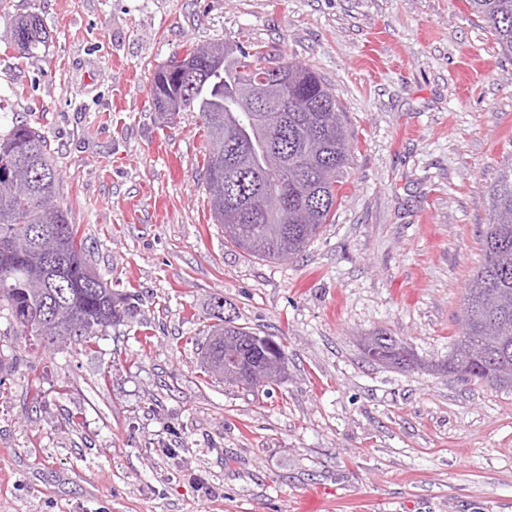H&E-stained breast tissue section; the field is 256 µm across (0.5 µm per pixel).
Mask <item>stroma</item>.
Wrapping results in <instances>:
<instances>
[{"label": "stroma", "instance_id": "1", "mask_svg": "<svg viewBox=\"0 0 512 512\" xmlns=\"http://www.w3.org/2000/svg\"><path fill=\"white\" fill-rule=\"evenodd\" d=\"M31 13L49 39L0 49V135L42 133L137 312L58 348L0 308V512H512V391L440 368L512 166V55L466 0H0V28ZM221 40L313 68L344 112L342 201L285 261L225 240L198 113L150 103L158 66ZM218 297L287 345L271 393L202 372ZM378 332L425 369L369 362Z\"/></svg>", "mask_w": 512, "mask_h": 512}]
</instances>
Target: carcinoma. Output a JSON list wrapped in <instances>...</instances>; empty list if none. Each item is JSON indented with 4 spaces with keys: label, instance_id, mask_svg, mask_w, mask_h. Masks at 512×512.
Wrapping results in <instances>:
<instances>
[{
    "label": "carcinoma",
    "instance_id": "cac0c4a2",
    "mask_svg": "<svg viewBox=\"0 0 512 512\" xmlns=\"http://www.w3.org/2000/svg\"><path fill=\"white\" fill-rule=\"evenodd\" d=\"M473 13L494 33L501 50L512 54V0H469ZM48 41L42 19L19 16L0 32V43L21 55H35ZM224 43L188 49L194 62L187 73L155 71L151 104L159 115L175 118L197 112L207 141L204 167L212 218L224 226V238L250 257L279 261L304 251L332 219L340 203L339 177L350 141L343 111L333 88L315 71L304 68L302 79L286 74L287 112H254L246 105L244 80L265 69L270 53L250 45L237 55L223 56ZM279 155L285 166L272 179L294 167L302 180L288 187L284 216L262 217L241 211L240 198L256 201L261 184H249L238 165L248 161L260 170L267 156ZM58 173L51 149L33 127L18 122L0 135V302L7 306L21 332L39 337V325H52L48 343L88 344L109 327L132 316L131 294L104 282L84 252L80 225L56 200ZM490 221L483 235L484 258L466 288L464 310L469 320L453 340L444 369L502 391H512V167L489 190ZM218 323L212 336L241 355V367L265 364L262 384L242 386L255 391L283 377L288 346L232 324L224 316V299L215 298ZM366 357L381 365L413 371L421 362L403 351L392 336L371 337Z\"/></svg>",
    "mask_w": 512,
    "mask_h": 512
}]
</instances>
